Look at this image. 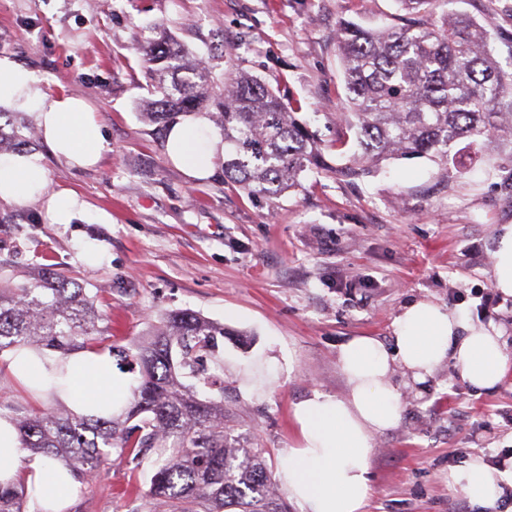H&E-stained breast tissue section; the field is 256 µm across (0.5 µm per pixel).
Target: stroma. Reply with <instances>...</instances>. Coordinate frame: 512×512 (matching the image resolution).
Masks as SVG:
<instances>
[{
	"label": "stroma",
	"mask_w": 512,
	"mask_h": 512,
	"mask_svg": "<svg viewBox=\"0 0 512 512\" xmlns=\"http://www.w3.org/2000/svg\"><path fill=\"white\" fill-rule=\"evenodd\" d=\"M458 11L493 37L500 57L512 54V0H446L426 20ZM344 19L405 22L395 0H0V57L34 72L47 96L86 99L109 145L98 167L72 169L51 154L31 111L13 113L49 188L73 191L82 207L54 224L42 202L0 201V263L66 270L98 294L117 349L168 310L224 324L231 426L260 441L273 471L298 445L295 405L316 391L347 394L341 345L359 336L392 345L394 320L413 299L493 323L512 356V296L494 294L493 312L483 306L494 293L495 228L512 224V166L486 172L476 153L462 177L425 158L340 175ZM154 27L203 58L216 84L246 71L292 104L322 142L325 167L272 204L249 198L220 168L191 182L165 155L167 124L139 110L150 95L139 45ZM256 372L265 387L246 392ZM393 380L402 419L370 450L366 512H482L448 475L473 456L512 458V368L490 391L462 382L450 361L425 383L399 369ZM152 474L150 460L110 455L64 512H151L124 489L132 479L149 487Z\"/></svg>",
	"instance_id": "obj_1"
}]
</instances>
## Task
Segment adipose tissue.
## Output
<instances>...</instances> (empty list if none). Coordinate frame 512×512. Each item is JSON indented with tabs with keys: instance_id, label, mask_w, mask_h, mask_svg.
Here are the masks:
<instances>
[{
	"instance_id": "1",
	"label": "adipose tissue",
	"mask_w": 512,
	"mask_h": 512,
	"mask_svg": "<svg viewBox=\"0 0 512 512\" xmlns=\"http://www.w3.org/2000/svg\"><path fill=\"white\" fill-rule=\"evenodd\" d=\"M30 109L45 143L59 162L73 168L96 167L108 144L102 125L86 100L60 95L47 97L40 80L12 60L0 58V106ZM166 153L186 177H211L224 157V141L207 118L191 116L173 124ZM27 204L42 201L54 224L70 223L79 208L69 191H49L43 157L37 153L0 154V201ZM492 284L512 295V224L496 229L492 253ZM395 352L372 337H356L342 345L338 364L348 393L337 398L319 392L296 404L293 416L299 445L279 464V482L300 512H365L370 492L369 451L377 434L397 426L400 394L391 381L394 364H401L418 382L446 359H453L461 378L488 390L502 381L512 359L502 346V333L493 324L472 321L465 314L443 309L428 300L406 305L394 322ZM23 385L52 390L77 410L86 405L80 393L94 387L96 396L120 406L129 389L115 376L108 355L80 351L68 358L42 360L25 350L8 363ZM15 424L0 418V483L24 482L25 490L43 512H63L75 483L66 469L48 465L38 455L19 462ZM512 465L489 464L475 458L451 473L470 502L492 512Z\"/></svg>"
}]
</instances>
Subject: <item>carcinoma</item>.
Returning <instances> with one entry per match:
<instances>
[{
    "label": "carcinoma",
    "mask_w": 512,
    "mask_h": 512,
    "mask_svg": "<svg viewBox=\"0 0 512 512\" xmlns=\"http://www.w3.org/2000/svg\"><path fill=\"white\" fill-rule=\"evenodd\" d=\"M408 13L431 11L441 0H396ZM336 43L347 93L340 121L354 151L341 172L373 173L391 159L427 157L468 172L463 141L512 163V55L501 61L490 35L464 14L441 25L366 28L345 20ZM152 98L144 115L165 122L218 101L224 133V176L253 197L272 201L301 186L304 173L325 164L307 123L255 77L239 74L217 92L206 63L163 35L141 46ZM0 267V353L36 349L70 356L112 350V326L87 288L51 267L37 266L15 281ZM224 326L189 310L161 314L129 357L139 377L118 409L86 414L12 408L21 448L88 480L108 452L140 463L153 458L147 497L160 512H288L268 471L266 449L229 431L224 386L203 358L224 368L217 337ZM218 387V395L209 391ZM25 486H0V512H25Z\"/></svg>",
    "instance_id": "obj_1"
}]
</instances>
